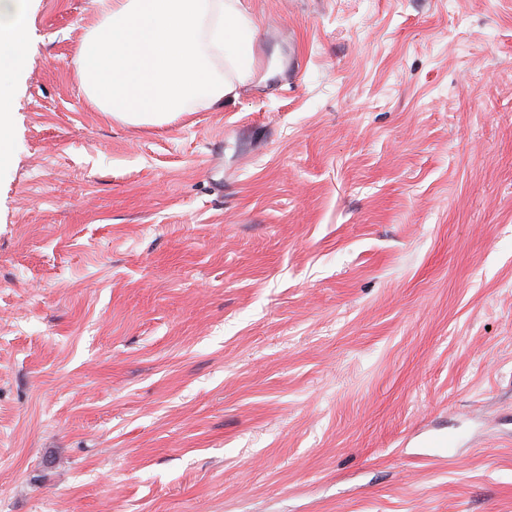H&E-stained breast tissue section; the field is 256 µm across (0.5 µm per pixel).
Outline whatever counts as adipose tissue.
Returning a JSON list of instances; mask_svg holds the SVG:
<instances>
[{
  "label": "adipose tissue",
  "instance_id": "obj_1",
  "mask_svg": "<svg viewBox=\"0 0 512 512\" xmlns=\"http://www.w3.org/2000/svg\"><path fill=\"white\" fill-rule=\"evenodd\" d=\"M99 22L72 65L89 101L112 118L161 123L234 95L254 65L253 20L238 0H96ZM30 36L29 0H0V164L9 160L13 81ZM222 57L226 76L213 57Z\"/></svg>",
  "mask_w": 512,
  "mask_h": 512
}]
</instances>
